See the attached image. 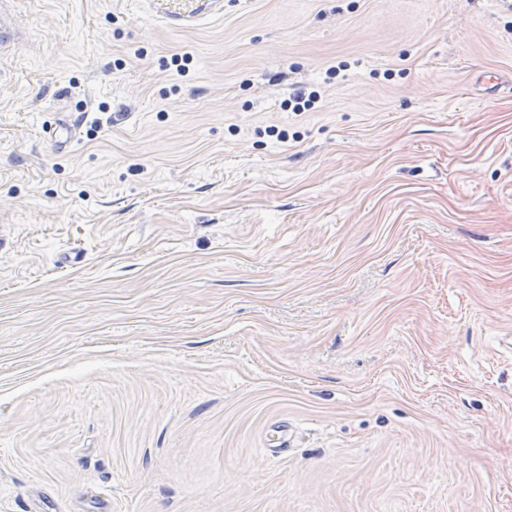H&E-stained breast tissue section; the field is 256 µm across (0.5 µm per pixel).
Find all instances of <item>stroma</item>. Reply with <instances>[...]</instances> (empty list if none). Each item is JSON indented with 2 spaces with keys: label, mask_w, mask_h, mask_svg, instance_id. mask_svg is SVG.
Masks as SVG:
<instances>
[{
  "label": "stroma",
  "mask_w": 512,
  "mask_h": 512,
  "mask_svg": "<svg viewBox=\"0 0 512 512\" xmlns=\"http://www.w3.org/2000/svg\"><path fill=\"white\" fill-rule=\"evenodd\" d=\"M4 23L0 512H512V0Z\"/></svg>",
  "instance_id": "obj_1"
}]
</instances>
